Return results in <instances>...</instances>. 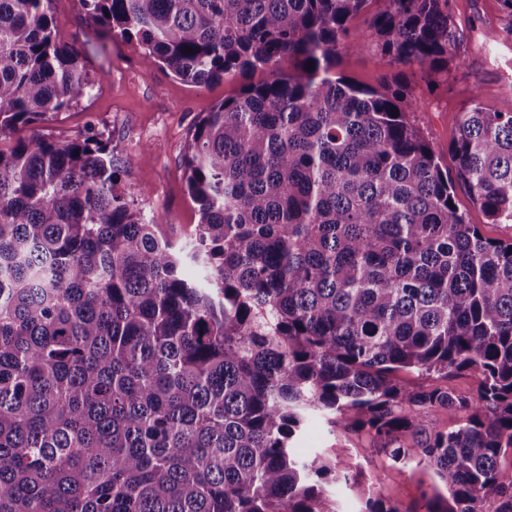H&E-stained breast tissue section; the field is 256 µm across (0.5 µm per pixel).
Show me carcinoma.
I'll return each mask as SVG.
<instances>
[{
  "label": "carcinoma",
  "mask_w": 512,
  "mask_h": 512,
  "mask_svg": "<svg viewBox=\"0 0 512 512\" xmlns=\"http://www.w3.org/2000/svg\"><path fill=\"white\" fill-rule=\"evenodd\" d=\"M367 2L80 0L191 83L278 73L199 120L180 246L117 192L101 135L16 137L95 82L51 0H0V512H336L348 475L294 452L317 416L395 465L412 438L447 492L427 512H512V241L454 206L460 186L512 224V112H461L448 175L403 84L329 76ZM383 3L380 53L447 71L452 0Z\"/></svg>",
  "instance_id": "obj_1"
}]
</instances>
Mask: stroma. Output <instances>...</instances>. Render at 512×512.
<instances>
[{"label":"stroma","mask_w":512,"mask_h":512,"mask_svg":"<svg viewBox=\"0 0 512 512\" xmlns=\"http://www.w3.org/2000/svg\"><path fill=\"white\" fill-rule=\"evenodd\" d=\"M381 0H369L351 22L355 50L341 53L332 75L367 88L405 83L413 106L407 117L429 141L443 165H450L449 148L457 135L460 112L478 100L500 112H512V37L477 43L476 27L500 28L499 0H453L459 61L447 72H426L390 65L376 46L370 29ZM58 40L77 48L96 85L77 106L38 123L40 133L53 139L72 138L95 125L110 137L122 170L120 192L134 199L146 217L172 241L185 243L199 220L185 181L184 156L198 121L243 85L272 79L270 69L225 75L206 85L181 80L167 67L144 62L136 42L102 41L99 26L78 0H52ZM299 455L324 454L338 470L355 474V481L328 484L337 512H364L367 498L395 502L402 512H426L445 491L432 469L414 463L392 466L384 452L372 449L357 434L332 432L323 420L312 421L297 443Z\"/></svg>","instance_id":"1"}]
</instances>
